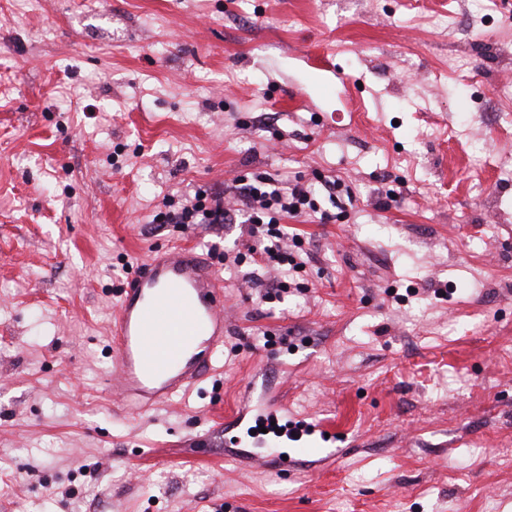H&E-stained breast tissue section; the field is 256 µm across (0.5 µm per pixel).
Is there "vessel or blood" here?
<instances>
[{
    "label": "vessel or blood",
    "mask_w": 512,
    "mask_h": 512,
    "mask_svg": "<svg viewBox=\"0 0 512 512\" xmlns=\"http://www.w3.org/2000/svg\"><path fill=\"white\" fill-rule=\"evenodd\" d=\"M225 325L223 284L194 249L175 247L138 264L108 336L112 396L142 413L165 407L211 370Z\"/></svg>",
    "instance_id": "b4317fda"
}]
</instances>
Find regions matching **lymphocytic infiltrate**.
Returning a JSON list of instances; mask_svg holds the SVG:
<instances>
[{"instance_id":"obj_1","label":"lymphocytic infiltrate","mask_w":512,"mask_h":512,"mask_svg":"<svg viewBox=\"0 0 512 512\" xmlns=\"http://www.w3.org/2000/svg\"><path fill=\"white\" fill-rule=\"evenodd\" d=\"M342 184L338 181L323 182L321 189H314L303 180L283 182L269 173L257 172L237 177L227 191H198L181 199L167 196L154 214L156 224H243L251 239L248 253H263L268 267L302 271L305 263L284 248L283 221L311 213L329 220L317 199L318 192H325L329 199H336Z\"/></svg>"}]
</instances>
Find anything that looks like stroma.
Returning <instances> with one entry per match:
<instances>
[{"label":"stroma","mask_w":512,"mask_h":512,"mask_svg":"<svg viewBox=\"0 0 512 512\" xmlns=\"http://www.w3.org/2000/svg\"><path fill=\"white\" fill-rule=\"evenodd\" d=\"M509 107L512 0H0V512H512ZM263 171L355 203L288 220L306 266L261 304L243 225L151 215ZM173 246L224 349L135 414L109 327ZM269 401L335 458L237 423Z\"/></svg>","instance_id":"35a3bbf8"}]
</instances>
